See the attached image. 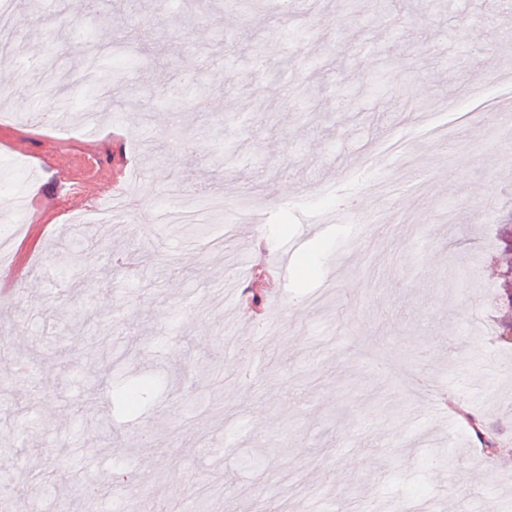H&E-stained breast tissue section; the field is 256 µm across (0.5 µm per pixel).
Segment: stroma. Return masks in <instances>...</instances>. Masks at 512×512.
<instances>
[{"mask_svg":"<svg viewBox=\"0 0 512 512\" xmlns=\"http://www.w3.org/2000/svg\"><path fill=\"white\" fill-rule=\"evenodd\" d=\"M292 3L286 13L256 0L223 29L214 24L223 0H180L173 10L139 0L138 26L128 0H14L23 52L9 70L11 119L0 122V233L17 219L5 200L26 195L32 207L0 309L4 493H30L43 473L42 512H57L63 496L96 497L65 454L80 448L111 487L109 512L141 471L149 485L139 499L152 512H258L261 502L319 498L334 479V512H356L369 497L435 498L445 512L512 499L503 482L512 393L491 398L464 385L478 371L500 384L495 362L512 356L495 336L512 309L494 302L507 259L497 236L512 225V130L481 132L468 118L481 109L468 91L480 54L512 65V0H473L467 12L448 0ZM424 9L426 28L409 30L408 15ZM475 19L485 40L470 45ZM89 20L124 81L93 138L55 123L40 71L52 31L60 64L81 82L83 61L66 47ZM290 27L310 30L307 46L274 40ZM188 58L205 97L183 95ZM431 117L447 123L452 154L436 151ZM396 142L416 151L419 169L375 192L378 228L348 254L353 228L327 235L314 225L362 194ZM133 168L153 198L134 202L123 234L92 246L95 227L77 215L127 189ZM491 168L506 188L471 216L464 204ZM199 183L257 223L231 237L221 223H206L202 236L161 223L170 189ZM259 238L269 256L289 260L273 278L292 308L253 372L214 291ZM104 334L112 348L101 359L92 345ZM422 372L497 432L494 459L466 443L454 414L410 426L418 400L406 378ZM67 418L77 435L64 431ZM462 470L475 473L473 485L453 486Z\"/></svg>","mask_w":512,"mask_h":512,"instance_id":"1","label":"stroma"}]
</instances>
